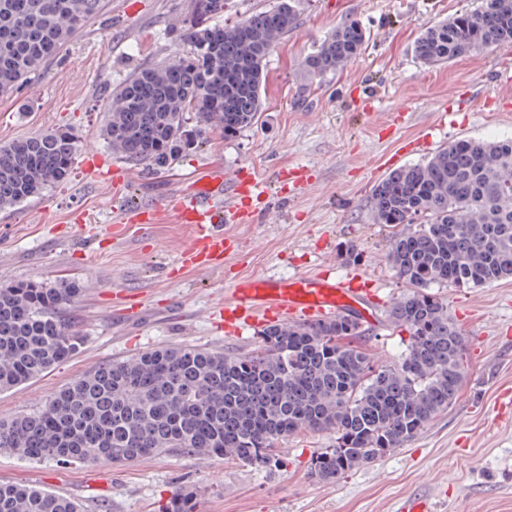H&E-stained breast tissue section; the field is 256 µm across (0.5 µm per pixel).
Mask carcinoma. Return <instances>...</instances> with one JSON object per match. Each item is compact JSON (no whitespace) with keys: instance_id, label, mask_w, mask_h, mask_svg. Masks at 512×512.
<instances>
[{"instance_id":"1","label":"carcinoma","mask_w":512,"mask_h":512,"mask_svg":"<svg viewBox=\"0 0 512 512\" xmlns=\"http://www.w3.org/2000/svg\"><path fill=\"white\" fill-rule=\"evenodd\" d=\"M298 0L220 23L224 0H194L177 36L186 54L146 66L112 96L101 135L112 150L155 171L170 169L218 130L234 138L257 125L268 56L298 21ZM102 8V0H0V94L32 78ZM356 20L305 57L312 77L340 73L362 51ZM512 46V0L427 28L414 42L426 66ZM79 141L68 129L0 146V209L67 181ZM374 221L392 229L385 257L406 288L388 310L409 333L398 360L375 362L353 318L265 328L243 355L166 346L104 364L42 405L0 418V452L23 459L131 463L172 449L280 465L275 444L300 430L336 434L317 453L313 478L333 483L404 447L457 399L466 340L434 288H476L512 278V139H459L427 160L390 172L371 194ZM81 288L62 281L0 284V390L70 359L83 337L61 311ZM174 492L162 512H194ZM0 512H81L48 490L0 484Z\"/></svg>"}]
</instances>
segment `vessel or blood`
Returning a JSON list of instances; mask_svg holds the SVG:
<instances>
[{"label": "vessel or blood", "mask_w": 512, "mask_h": 512, "mask_svg": "<svg viewBox=\"0 0 512 512\" xmlns=\"http://www.w3.org/2000/svg\"><path fill=\"white\" fill-rule=\"evenodd\" d=\"M309 178L303 168L295 175L280 174L272 187L284 195L289 183L305 184ZM272 187L250 170L230 175L207 170L184 192L117 213L112 220L113 236L125 237L134 224L144 228L165 221L188 225L191 238L173 267L181 274L211 272L224 264L232 240L229 225L251 223L259 196ZM379 304L375 288L349 275L337 276L331 268L279 279L249 276L234 282L215 324L237 336L263 322L292 324L340 316L364 322Z\"/></svg>", "instance_id": "vessel-or-blood-1"}]
</instances>
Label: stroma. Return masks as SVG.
I'll use <instances>...</instances> for the list:
<instances>
[{"mask_svg": "<svg viewBox=\"0 0 512 512\" xmlns=\"http://www.w3.org/2000/svg\"><path fill=\"white\" fill-rule=\"evenodd\" d=\"M194 0H141L137 15L124 0H104L39 75L0 95V145L67 126L81 140L69 180L0 211V283H79L82 292L63 319L85 341L67 362L25 385L0 391V418L41 405L99 366L161 346H196L231 354L252 351L259 334L216 332L206 319L234 278H288L334 265L380 288L387 304L403 287L385 259L388 227L375 223L371 191L399 153L400 165L469 137L512 138V46L468 54L428 67L413 53L417 36L482 0H301L300 20L267 60L261 125L234 138L213 132L207 144L157 172L112 151L101 129L112 91L139 68L168 62L180 49L172 36ZM349 18L366 42L340 74L308 76L313 46ZM310 168V185L270 196L252 223L234 227L222 271H166L190 230L157 224L146 235L112 237V189L103 174L119 172L122 195L144 204L186 189L207 168H248L265 181L281 170ZM89 212L95 223L80 221ZM355 246L358 262L341 253ZM450 317L467 340L463 386L447 411L405 447L333 483L310 475L316 454L334 436L300 431L277 444L281 465L267 470L174 449L127 464H56L0 453V483L47 489L84 512H159L181 488L196 493L195 512H400L412 497L434 512H512V279L478 288H443ZM380 309L364 324L360 346L390 362L406 348L407 331Z\"/></svg>", "mask_w": 512, "mask_h": 512, "instance_id": "1", "label": "stroma"}]
</instances>
